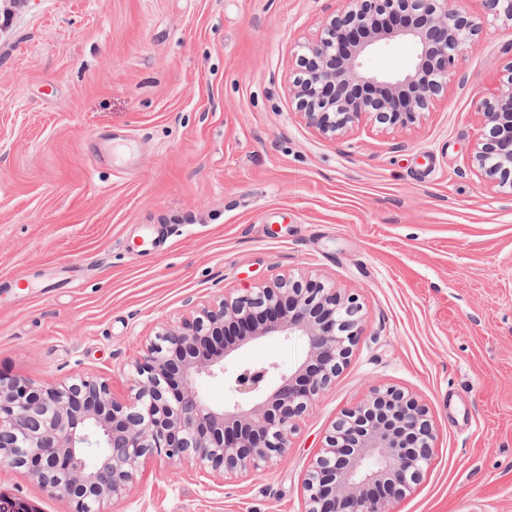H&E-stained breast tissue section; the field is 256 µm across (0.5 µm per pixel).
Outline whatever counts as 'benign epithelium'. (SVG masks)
<instances>
[{"label": "benign epithelium", "mask_w": 512, "mask_h": 512, "mask_svg": "<svg viewBox=\"0 0 512 512\" xmlns=\"http://www.w3.org/2000/svg\"><path fill=\"white\" fill-rule=\"evenodd\" d=\"M488 2L497 19L512 24V0ZM479 30L476 18L451 0H343L300 54L296 109L330 139L365 118L411 126L459 77L458 58ZM384 41L415 50L396 76L363 65ZM357 87L373 95L359 96ZM479 114L482 138L473 167L512 197V66ZM362 310L356 294L312 280L280 279L226 295L144 342L125 400L84 373L45 385L0 372V461L23 458V469L65 495L73 512H86L89 494L102 512L148 458L172 466L190 462L205 479L254 475L286 456L297 422L350 361ZM270 336L300 337L306 360L274 389L266 387L271 366L240 369L230 389L244 405L207 401L199 376ZM435 441L424 403L396 386L372 389L342 414L310 463L305 512H396L429 469ZM0 512L36 509L0 493Z\"/></svg>", "instance_id": "obj_1"}]
</instances>
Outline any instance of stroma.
<instances>
[{
	"instance_id": "obj_1",
	"label": "stroma",
	"mask_w": 512,
	"mask_h": 512,
	"mask_svg": "<svg viewBox=\"0 0 512 512\" xmlns=\"http://www.w3.org/2000/svg\"><path fill=\"white\" fill-rule=\"evenodd\" d=\"M341 0H0V370L115 397L143 336L189 306L286 277L357 293L363 333L300 420L285 459L203 481L150 459L106 512H304L303 480L341 414L374 386L426 404L430 468L398 512H512V198L472 169L481 100L512 64V26L463 0L481 32L408 128L330 140L296 111L302 45ZM153 260L123 246L138 225ZM80 270L44 293L53 264ZM276 336L199 384L216 404L237 367L302 363ZM0 491L40 512L68 498L0 463Z\"/></svg>"
}]
</instances>
